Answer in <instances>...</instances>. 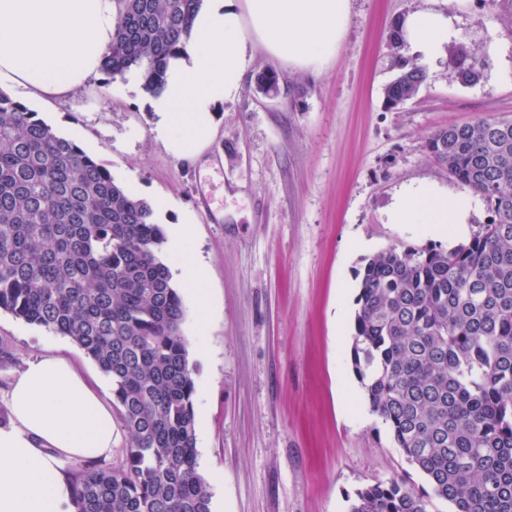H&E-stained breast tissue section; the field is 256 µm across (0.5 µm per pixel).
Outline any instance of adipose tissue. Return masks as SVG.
I'll list each match as a JSON object with an SVG mask.
<instances>
[{
    "mask_svg": "<svg viewBox=\"0 0 512 512\" xmlns=\"http://www.w3.org/2000/svg\"><path fill=\"white\" fill-rule=\"evenodd\" d=\"M116 0H0V89L37 98H75L100 73L111 42ZM351 0H206L191 39L171 59L151 107L155 130L175 155L209 141L218 104L234 100L262 48L288 66L320 72L349 27ZM413 56L435 66L457 32L448 11L429 7L402 23ZM471 201L424 185L393 202V224H429L434 232L466 223ZM9 422L0 426V512H73L71 488L56 457L111 455L114 415L102 393L73 364L45 354L28 364L7 393Z\"/></svg>",
    "mask_w": 512,
    "mask_h": 512,
    "instance_id": "obj_1",
    "label": "adipose tissue"
}]
</instances>
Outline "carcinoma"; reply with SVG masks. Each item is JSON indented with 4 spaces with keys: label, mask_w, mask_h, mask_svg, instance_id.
<instances>
[{
    "label": "carcinoma",
    "mask_w": 512,
    "mask_h": 512,
    "mask_svg": "<svg viewBox=\"0 0 512 512\" xmlns=\"http://www.w3.org/2000/svg\"><path fill=\"white\" fill-rule=\"evenodd\" d=\"M203 0H117L101 72L134 70L164 86ZM388 45L408 77L384 87L396 108L416 97L423 67ZM456 78L484 60L460 50ZM427 149L493 213L448 249L388 247L364 259L351 365L370 408L432 493L406 478L357 489L349 512H512V119L436 131ZM150 203L0 92V312L69 337L112 384L128 441L117 464L68 474L75 512H210L198 471L196 385L181 333L185 308Z\"/></svg>",
    "instance_id": "cac0c4a2"
}]
</instances>
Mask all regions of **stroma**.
<instances>
[{
	"label": "stroma",
	"instance_id": "obj_1",
	"mask_svg": "<svg viewBox=\"0 0 512 512\" xmlns=\"http://www.w3.org/2000/svg\"><path fill=\"white\" fill-rule=\"evenodd\" d=\"M347 36L319 73L256 52L240 95L219 104L200 157L172 154L154 131L141 82L92 79L68 102L11 97L102 161L116 183L157 205L162 227L190 221L184 254L168 253L186 309L182 334L196 384L199 472L211 512H348L350 496L377 480H427L395 447L366 402L350 364V335L363 258L394 246L449 248L386 211L406 186L451 195L462 188L428 153L440 128L481 117L512 118V11L499 0H453L459 32L449 51L485 56L466 85L449 67L427 73L419 94L386 109L394 77L390 25L429 0H352ZM275 71L276 93L257 88ZM200 258L208 290L198 298L180 271ZM0 411L36 356L69 359L90 385L110 390L97 365L69 338L0 312Z\"/></svg>",
	"mask_w": 512,
	"mask_h": 512
}]
</instances>
